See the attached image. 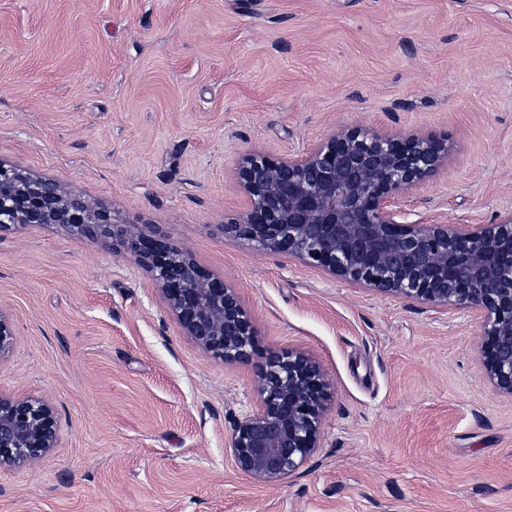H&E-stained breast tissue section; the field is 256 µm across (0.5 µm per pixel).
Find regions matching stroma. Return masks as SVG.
<instances>
[{"label":"stroma","mask_w":512,"mask_h":512,"mask_svg":"<svg viewBox=\"0 0 512 512\" xmlns=\"http://www.w3.org/2000/svg\"><path fill=\"white\" fill-rule=\"evenodd\" d=\"M358 124L450 145L399 195L407 221L511 211L512 0H0V161L158 227L239 289L260 350L330 380L320 448L256 483L227 447L253 367L199 349L123 255L18 229L0 238V391L50 402L62 440L0 468V512H512V399L470 313L224 236L241 152ZM15 336L11 316L0 309V364L9 359L14 348Z\"/></svg>","instance_id":"obj_1"}]
</instances>
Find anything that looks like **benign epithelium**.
I'll list each match as a JSON object with an SVG mask.
<instances>
[{"label":"benign epithelium","instance_id":"benign-epithelium-1","mask_svg":"<svg viewBox=\"0 0 512 512\" xmlns=\"http://www.w3.org/2000/svg\"><path fill=\"white\" fill-rule=\"evenodd\" d=\"M448 161V145L414 133L345 127L299 155L242 154L236 179L245 201L224 236L292 257L377 294L466 308L481 328L480 362L492 390L512 397V211L491 224H416L395 197ZM53 225L100 242L146 272L184 335L228 365L256 369V401L230 421L235 466L264 485L282 482L320 447L330 382L293 349L262 351L237 290L152 225L118 224L106 208L57 182L0 161V236ZM14 323L0 310V364ZM46 401L0 392V468L32 466L59 446Z\"/></svg>","mask_w":512,"mask_h":512}]
</instances>
